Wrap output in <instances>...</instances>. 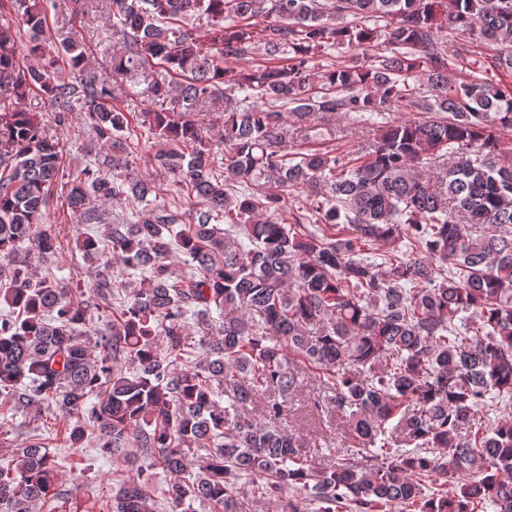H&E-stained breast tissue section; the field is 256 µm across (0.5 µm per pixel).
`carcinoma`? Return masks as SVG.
Instances as JSON below:
<instances>
[{"instance_id": "obj_1", "label": "carcinoma", "mask_w": 512, "mask_h": 512, "mask_svg": "<svg viewBox=\"0 0 512 512\" xmlns=\"http://www.w3.org/2000/svg\"><path fill=\"white\" fill-rule=\"evenodd\" d=\"M11 5L31 36L21 62L0 23V406L66 419L70 448L138 449L147 466L116 482L104 512H512V419L476 423L512 400V165L494 134L512 128V82L477 75L512 74V0H112L124 44L112 72L173 79L153 83L176 109L149 113L166 145L151 162L201 207L178 230L162 208L112 225L107 248L79 240L95 268L91 305L32 271L60 247L42 208L62 148L25 100L37 93L60 124L83 104L106 144L132 120L109 83L59 79L44 0ZM196 14L211 18L206 41L189 26ZM341 48L366 60L338 64ZM64 49L83 71L81 42ZM471 56L450 82L453 61ZM206 101L224 102L215 145L231 183L202 140ZM402 109L431 116L386 117ZM285 112L306 131L340 113L377 135L348 154L290 153ZM66 186L74 214L92 195L160 192L90 169ZM174 249L187 270L172 268ZM135 275L145 285L131 289ZM92 308L115 312L93 343L82 331ZM214 310L217 333L192 336L188 316L205 323ZM303 372L325 392L310 411L336 414L357 443L325 467L281 425ZM194 450L206 452L196 466ZM60 482L51 445L33 438L0 465V512H42Z\"/></svg>"}]
</instances>
